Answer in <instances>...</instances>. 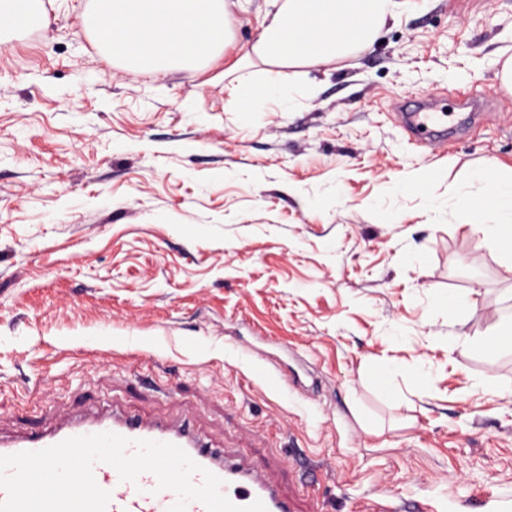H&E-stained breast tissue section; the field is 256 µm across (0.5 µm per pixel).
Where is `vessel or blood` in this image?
I'll return each mask as SVG.
<instances>
[{
	"label": "vessel or blood",
	"mask_w": 512,
	"mask_h": 512,
	"mask_svg": "<svg viewBox=\"0 0 512 512\" xmlns=\"http://www.w3.org/2000/svg\"><path fill=\"white\" fill-rule=\"evenodd\" d=\"M443 119L437 112H408L406 126L416 141L433 148L443 144V137L432 129ZM111 432L131 440H152L172 443L182 448L189 457L222 481V493L235 505L244 507L262 501L266 512H294V508L276 481L258 462L224 452L206 435L196 429L193 421L170 423L155 418L147 419L125 410L103 415L96 409L56 424H43L37 429L13 435L0 434V455L38 451L66 439ZM100 488L110 494L106 512H169L177 496L170 490H158L154 474L142 473L136 482L121 480L118 471L106 463L93 467Z\"/></svg>",
	"instance_id": "b4317fda"
}]
</instances>
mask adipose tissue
Returning a JSON list of instances; mask_svg holds the SVG:
<instances>
[{
  "label": "adipose tissue",
  "mask_w": 512,
  "mask_h": 512,
  "mask_svg": "<svg viewBox=\"0 0 512 512\" xmlns=\"http://www.w3.org/2000/svg\"><path fill=\"white\" fill-rule=\"evenodd\" d=\"M414 5L415 0H273L251 52L281 73L233 90L241 118L249 122L274 109L295 110L311 91L292 68L329 64L368 48L387 21ZM98 25L113 57L134 64L153 58L203 64L218 47L231 45L234 18L224 0H107ZM452 195L449 222L464 224L479 214L485 241L512 256V173L481 166L456 182Z\"/></svg>",
  "instance_id": "obj_1"
}]
</instances>
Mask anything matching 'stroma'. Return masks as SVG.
Here are the masks:
<instances>
[{
    "label": "stroma",
    "mask_w": 512,
    "mask_h": 512,
    "mask_svg": "<svg viewBox=\"0 0 512 512\" xmlns=\"http://www.w3.org/2000/svg\"><path fill=\"white\" fill-rule=\"evenodd\" d=\"M44 3L0 27V431L118 402L194 415L298 512H502L512 352L481 342L512 310V260L428 205L486 161L512 171V0H420L369 49L296 68L312 98L251 123L226 88L278 77L241 62L271 0H229L234 42L201 68L114 60L99 0ZM463 88L486 115L446 148L415 143L407 105L455 112ZM423 173L424 193L379 209ZM393 321L413 346L383 339ZM388 357L426 358L430 382L397 376L379 399Z\"/></svg>",
    "instance_id": "obj_1"
}]
</instances>
